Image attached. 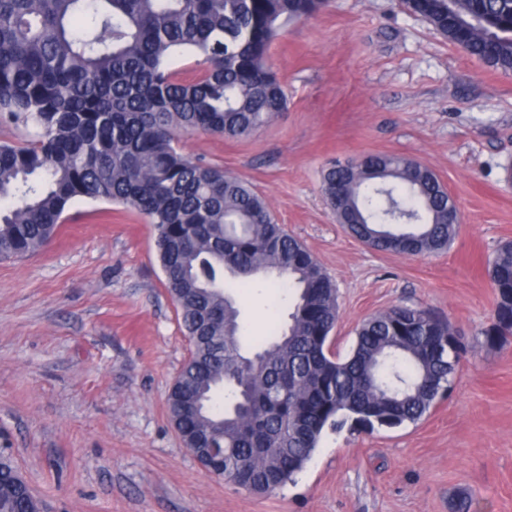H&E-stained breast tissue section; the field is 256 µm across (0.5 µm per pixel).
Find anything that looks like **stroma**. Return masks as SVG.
<instances>
[{
  "label": "stroma",
  "mask_w": 512,
  "mask_h": 512,
  "mask_svg": "<svg viewBox=\"0 0 512 512\" xmlns=\"http://www.w3.org/2000/svg\"><path fill=\"white\" fill-rule=\"evenodd\" d=\"M270 61L288 108L235 139L183 135L184 154L248 181L338 290L333 346L366 317L431 310L468 351L424 420L326 432L294 481L265 495L227 485L184 447L166 410L188 354L155 231L123 205L75 201L53 241L0 260V448L45 512H512V336L487 346V274L512 242V74L489 68L398 0H330L288 25ZM414 159L461 212L451 248L407 256L345 233L321 191L325 164ZM263 331L268 289L236 291Z\"/></svg>",
  "instance_id": "1"
}]
</instances>
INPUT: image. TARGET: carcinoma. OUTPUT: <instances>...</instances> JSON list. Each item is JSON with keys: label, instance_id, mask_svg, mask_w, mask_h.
Listing matches in <instances>:
<instances>
[{"label": "carcinoma", "instance_id": "obj_1", "mask_svg": "<svg viewBox=\"0 0 512 512\" xmlns=\"http://www.w3.org/2000/svg\"><path fill=\"white\" fill-rule=\"evenodd\" d=\"M468 55L512 73V0H401ZM327 0H0V118L34 124L0 143V260L50 244L78 199L130 207L155 246L191 358L168 396L184 445L210 456L224 483L255 493L284 486L322 435L416 424L444 400L464 348L430 311L394 306L364 319L351 351L331 349L337 288L278 224L248 182L177 148L182 133L235 138L287 110L270 63L282 30ZM197 58L187 81L176 53ZM322 189L336 221L378 251L448 250L459 224L448 189L404 156L335 162ZM497 295L484 331L512 336V242L489 262ZM232 288H270L266 331L241 342ZM286 306L287 320L279 317ZM0 456V512H42L21 500Z\"/></svg>", "mask_w": 512, "mask_h": 512}]
</instances>
